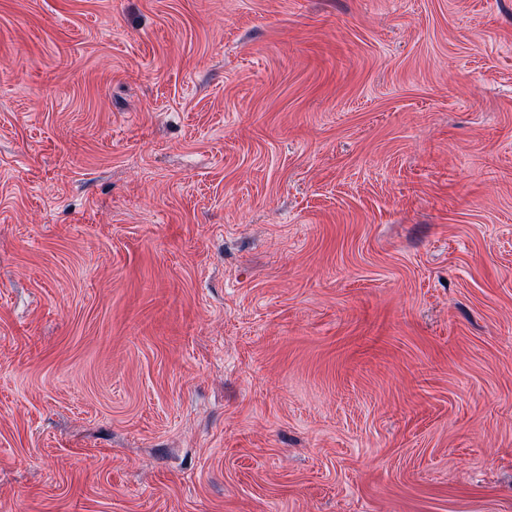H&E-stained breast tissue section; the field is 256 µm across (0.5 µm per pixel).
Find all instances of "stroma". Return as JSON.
<instances>
[{
    "label": "stroma",
    "instance_id": "1",
    "mask_svg": "<svg viewBox=\"0 0 512 512\" xmlns=\"http://www.w3.org/2000/svg\"><path fill=\"white\" fill-rule=\"evenodd\" d=\"M0 512H512V0H0Z\"/></svg>",
    "mask_w": 512,
    "mask_h": 512
}]
</instances>
